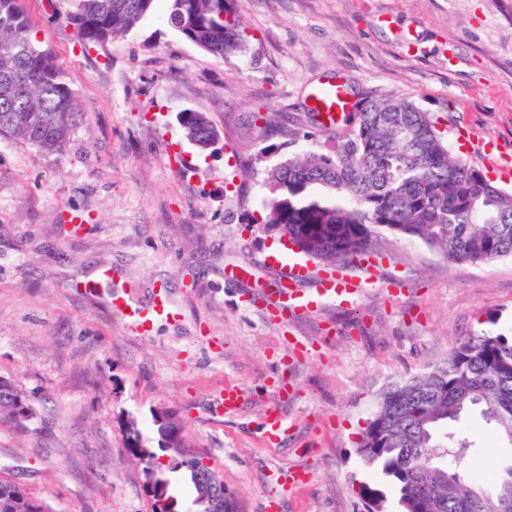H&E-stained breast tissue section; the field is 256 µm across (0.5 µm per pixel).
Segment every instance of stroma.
Here are the masks:
<instances>
[{"mask_svg": "<svg viewBox=\"0 0 512 512\" xmlns=\"http://www.w3.org/2000/svg\"><path fill=\"white\" fill-rule=\"evenodd\" d=\"M245 52L218 59L171 30L164 11L83 53L48 0L28 7L88 114L58 160L0 138V377L36 411L27 432L0 424V473L49 497L54 512H152L125 449L134 416L157 442L152 409L175 411L242 512H367L374 473L355 452L388 383L443 361L465 336L512 329V260L471 265L389 232L353 308L325 305L280 324L265 311L284 278L255 219L266 191L242 181L235 152L250 112L305 124L309 93L346 77L364 97L413 101L483 173L480 144L512 153V0H238ZM206 113L223 148L190 145L181 111ZM328 134L257 139L265 165L321 151ZM188 172L176 173L174 154ZM245 182L238 192L237 182ZM233 266L247 273L227 277ZM110 281H101L103 271ZM172 318L141 332L106 291ZM240 409L219 412L225 385ZM288 432L264 438L267 410ZM476 485L512 461L480 408L462 414ZM302 470L282 490L275 473Z\"/></svg>", "mask_w": 512, "mask_h": 512, "instance_id": "obj_1", "label": "stroma"}]
</instances>
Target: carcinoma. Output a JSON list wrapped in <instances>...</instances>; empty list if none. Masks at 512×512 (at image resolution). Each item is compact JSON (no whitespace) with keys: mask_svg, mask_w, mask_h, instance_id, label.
<instances>
[{"mask_svg":"<svg viewBox=\"0 0 512 512\" xmlns=\"http://www.w3.org/2000/svg\"><path fill=\"white\" fill-rule=\"evenodd\" d=\"M156 2L60 0L58 16L88 51L137 29ZM166 2L168 25L199 50L219 59L245 50L237 0ZM85 118L77 90L51 49L37 40L27 0H0V136L58 157ZM179 124L201 150L220 137L202 112L184 110ZM344 125L324 151L291 155L265 168L268 196L254 223L332 267L372 256L380 229L418 238L450 261L481 265L512 258V192L454 156L430 113L405 98L366 96ZM19 393L11 380L0 378V423L24 431L36 412L15 402ZM473 406L512 443V336L496 330L470 336L444 361L390 382L378 394L356 452L389 478L402 512H487L482 500L468 497L467 484L448 498L445 473H464L471 442L451 433L445 441L437 438L440 426ZM128 425V456L170 500L153 512H176L161 452L170 457L168 469L189 472L194 512H211L208 500L224 499V481L187 441L183 420L171 423V432L185 441L179 454L147 446L135 418L128 417ZM360 495L369 512H381L379 490L364 485ZM0 512L53 509L47 499L0 475Z\"/></svg>","mask_w":512,"mask_h":512,"instance_id":"carcinoma-1","label":"carcinoma"}]
</instances>
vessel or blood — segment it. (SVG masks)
Listing matches in <instances>:
<instances>
[{
  "label": "vessel or blood",
  "instance_id": "vessel-or-blood-1",
  "mask_svg": "<svg viewBox=\"0 0 512 512\" xmlns=\"http://www.w3.org/2000/svg\"><path fill=\"white\" fill-rule=\"evenodd\" d=\"M353 106V99L347 80L335 77L314 87L309 97V108L316 112L322 128L335 129L343 113ZM361 286L360 281L339 272L321 277L315 291L307 296L295 297L287 289H280L277 299L270 303V311L280 317L290 313L300 315L307 313L325 303H337L344 307L352 306ZM113 310L131 324L143 327L150 324L153 317L163 315L166 306L163 300H156L151 308L143 309L123 297L111 300Z\"/></svg>",
  "mask_w": 512,
  "mask_h": 512
}]
</instances>
